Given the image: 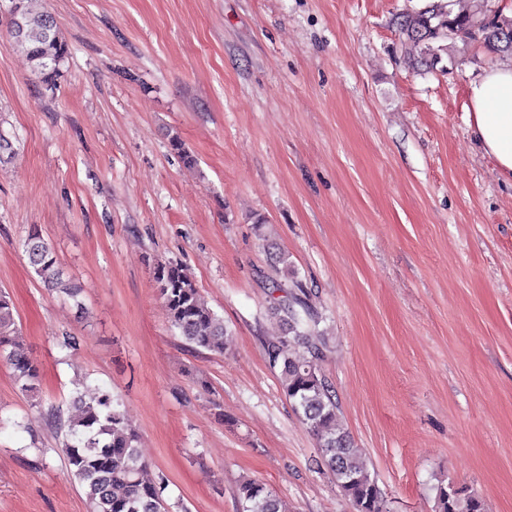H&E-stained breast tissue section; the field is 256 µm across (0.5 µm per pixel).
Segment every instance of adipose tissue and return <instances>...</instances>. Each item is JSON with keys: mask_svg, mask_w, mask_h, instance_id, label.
Masks as SVG:
<instances>
[{"mask_svg": "<svg viewBox=\"0 0 512 512\" xmlns=\"http://www.w3.org/2000/svg\"><path fill=\"white\" fill-rule=\"evenodd\" d=\"M469 128L499 174L512 180V63L484 71L468 87Z\"/></svg>", "mask_w": 512, "mask_h": 512, "instance_id": "adipose-tissue-1", "label": "adipose tissue"}]
</instances>
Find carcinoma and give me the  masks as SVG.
Here are the masks:
<instances>
[{"mask_svg":"<svg viewBox=\"0 0 512 512\" xmlns=\"http://www.w3.org/2000/svg\"><path fill=\"white\" fill-rule=\"evenodd\" d=\"M37 0H21L11 16V46L25 53L34 71L46 82L58 76L68 56L49 15L37 8ZM455 0H425L397 17L404 42L415 49L408 56L413 69H431L446 50L445 42L477 43L490 51L512 57V17L493 0H469L454 11ZM28 264L49 291L76 298L81 288L64 278L50 246L37 232L24 242ZM156 282L171 326L194 350L224 352L230 332L202 300L192 278L171 263L156 267ZM268 287L285 294L271 306L281 332L267 336L263 348L272 369L278 371L283 393L316 440L318 453L336 484L356 512H386L382 492L371 477L363 450L337 419L331 386L320 374L319 361L325 342L314 335L317 321L305 302L302 284L290 289L272 281ZM0 362L6 363L20 390L37 389L40 371L26 355L10 297L0 290ZM75 414L60 421L66 429L62 454L71 476L81 485L87 512H170L164 498L165 484L145 478L149 463L139 451L138 430L119 408L112 394L101 392L74 398ZM242 512H288L283 501L256 479L238 487ZM435 512H487L484 500L466 486L453 483L436 487Z\"/></svg>","mask_w":512,"mask_h":512,"instance_id":"carcinoma-1","label":"carcinoma"}]
</instances>
